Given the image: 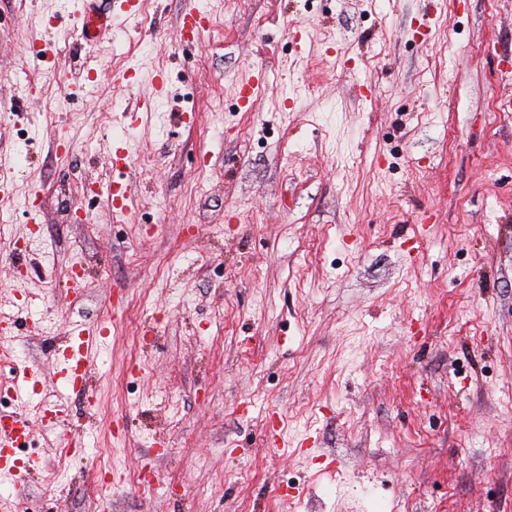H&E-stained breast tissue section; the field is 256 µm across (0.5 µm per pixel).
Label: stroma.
<instances>
[{"mask_svg": "<svg viewBox=\"0 0 512 512\" xmlns=\"http://www.w3.org/2000/svg\"><path fill=\"white\" fill-rule=\"evenodd\" d=\"M81 4L0 0V309L43 299L0 407H62L0 512H512V0H145L80 47ZM125 177L127 213L91 196ZM97 323L59 403L51 349ZM208 20L196 7L184 9L178 19L177 32L181 42L186 44L198 42ZM160 74L157 72L154 76L155 81V96L151 100H144L143 103H140L133 109L126 110L122 114L123 117V125L128 127H132L136 122L140 120V117L143 112H152V108L156 106V103L163 97L164 94V86L163 83L159 81L157 77ZM42 379V374L31 367L24 366L18 370V374L15 377L9 390L12 392L13 398L22 403L28 404L31 400L30 386L34 387L36 383H39Z\"/></svg>", "mask_w": 512, "mask_h": 512, "instance_id": "obj_1", "label": "stroma"}]
</instances>
